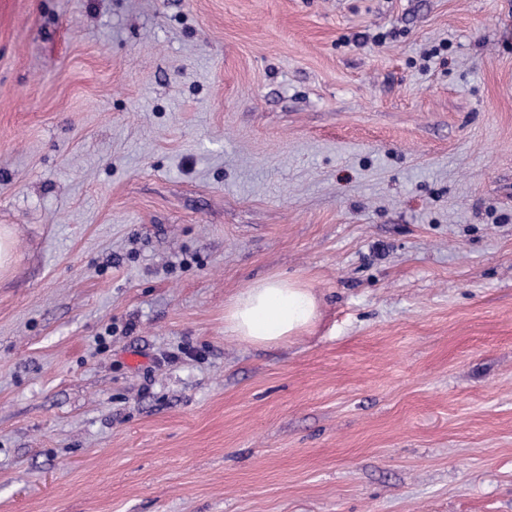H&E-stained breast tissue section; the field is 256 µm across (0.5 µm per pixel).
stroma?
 I'll return each mask as SVG.
<instances>
[{
    "label": "stroma",
    "instance_id": "35a3bbf8",
    "mask_svg": "<svg viewBox=\"0 0 512 512\" xmlns=\"http://www.w3.org/2000/svg\"><path fill=\"white\" fill-rule=\"evenodd\" d=\"M1 228L0 512H512V0H0ZM319 316L315 295L301 283L272 276L235 295L224 330L256 345H273L309 331Z\"/></svg>",
    "mask_w": 512,
    "mask_h": 512
}]
</instances>
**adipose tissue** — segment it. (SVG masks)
<instances>
[{
  "label": "adipose tissue",
  "mask_w": 512,
  "mask_h": 512,
  "mask_svg": "<svg viewBox=\"0 0 512 512\" xmlns=\"http://www.w3.org/2000/svg\"><path fill=\"white\" fill-rule=\"evenodd\" d=\"M319 316L315 295L301 283L272 276L235 295L224 329L243 341L273 345L309 331Z\"/></svg>",
  "instance_id": "obj_1"
}]
</instances>
